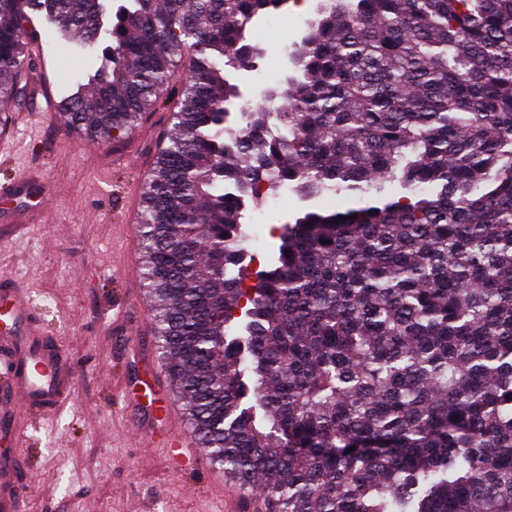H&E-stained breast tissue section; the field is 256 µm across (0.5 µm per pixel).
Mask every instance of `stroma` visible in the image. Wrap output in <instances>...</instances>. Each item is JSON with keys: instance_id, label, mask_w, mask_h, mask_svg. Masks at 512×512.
Here are the masks:
<instances>
[{"instance_id": "stroma-1", "label": "stroma", "mask_w": 512, "mask_h": 512, "mask_svg": "<svg viewBox=\"0 0 512 512\" xmlns=\"http://www.w3.org/2000/svg\"><path fill=\"white\" fill-rule=\"evenodd\" d=\"M319 0L288 4L274 24L258 21L249 42L267 55L246 73L253 103L257 88L275 84L287 68V51ZM48 54L46 74L30 75L27 90L48 83L70 90L101 63L100 52L64 40L55 25L41 22ZM66 123L22 107L14 127L18 140L0 153V184L31 176L36 191L52 193L54 211L38 222L0 219V278L30 289L49 336L68 351L77 378L71 403L30 429L27 464L34 474L31 512H219L222 490L199 458L191 474H173L163 451L144 452L132 422L141 412L149 367L160 362L148 298L140 282L143 253L131 231L139 202L126 192L133 173L124 158L153 166V147L169 128L167 112L149 113L142 126L114 147L85 153L64 142ZM289 189L249 207L245 231L252 270L263 269L275 247L277 227L306 209ZM127 317L113 326L112 312Z\"/></svg>"}]
</instances>
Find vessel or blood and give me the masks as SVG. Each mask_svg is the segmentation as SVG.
<instances>
[{
	"instance_id": "1",
	"label": "vessel or blood",
	"mask_w": 512,
	"mask_h": 512,
	"mask_svg": "<svg viewBox=\"0 0 512 512\" xmlns=\"http://www.w3.org/2000/svg\"><path fill=\"white\" fill-rule=\"evenodd\" d=\"M73 390L69 355L47 335L30 293L0 279V512H29L23 420L58 411ZM135 429L148 448L190 463L198 457L170 396H161L159 411L143 412Z\"/></svg>"
}]
</instances>
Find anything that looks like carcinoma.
<instances>
[{
	"instance_id": "carcinoma-1",
	"label": "carcinoma",
	"mask_w": 512,
	"mask_h": 512,
	"mask_svg": "<svg viewBox=\"0 0 512 512\" xmlns=\"http://www.w3.org/2000/svg\"><path fill=\"white\" fill-rule=\"evenodd\" d=\"M286 3L127 0L104 26L103 0H0V102L42 18L106 43L70 127L111 144L182 99L141 188L142 280L224 478L273 512H512V0H322L286 90L232 127L226 68H255L246 26ZM284 186L357 203L295 214L248 288L245 212Z\"/></svg>"
}]
</instances>
